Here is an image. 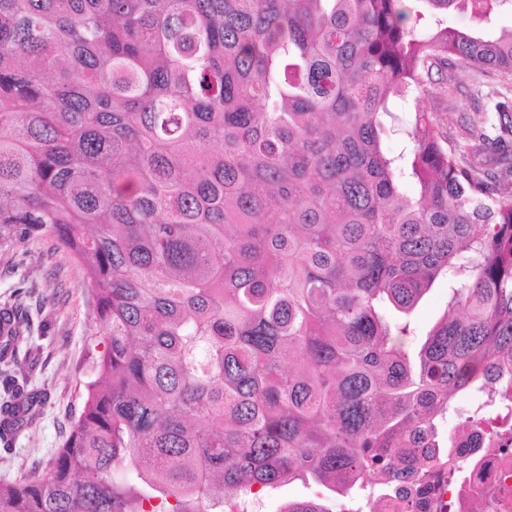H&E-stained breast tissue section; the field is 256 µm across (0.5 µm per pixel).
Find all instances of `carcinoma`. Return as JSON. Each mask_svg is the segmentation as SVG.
I'll return each mask as SVG.
<instances>
[{"label": "carcinoma", "instance_id": "1", "mask_svg": "<svg viewBox=\"0 0 512 512\" xmlns=\"http://www.w3.org/2000/svg\"><path fill=\"white\" fill-rule=\"evenodd\" d=\"M406 2L0 0V240L53 237L106 327L0 512H214L295 480L322 491L280 512H428L480 462L449 417L512 448V189L485 176H512V101L463 152L426 105L450 56L512 75V28H481L512 0ZM29 333L0 309V351ZM6 389L13 440L36 395ZM448 297V289L436 285L423 299L414 312L416 338L412 342L420 344L425 339V334L444 313Z\"/></svg>", "mask_w": 512, "mask_h": 512}]
</instances>
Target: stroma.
<instances>
[{"label":"stroma","mask_w":512,"mask_h":512,"mask_svg":"<svg viewBox=\"0 0 512 512\" xmlns=\"http://www.w3.org/2000/svg\"><path fill=\"white\" fill-rule=\"evenodd\" d=\"M443 79L448 95L435 101L434 117L449 142L463 150L472 133L497 122L493 105L501 94L512 99V77L452 59ZM17 298L30 317L31 349L18 351L17 364L0 363V385L28 374V386L41 401L13 444L0 445V483L36 477L62 448L71 419L82 409L85 386L96 376L98 344L105 335L92 286L52 239L23 248L0 245V305Z\"/></svg>","instance_id":"obj_1"}]
</instances>
